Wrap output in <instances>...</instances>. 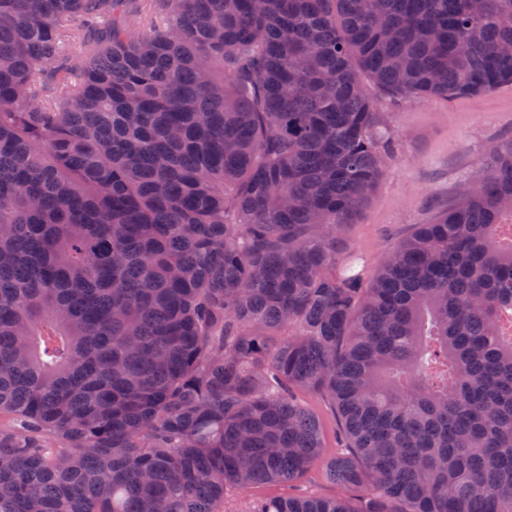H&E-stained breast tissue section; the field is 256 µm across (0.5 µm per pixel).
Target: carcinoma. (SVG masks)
<instances>
[{"label":"carcinoma","instance_id":"cac0c4a2","mask_svg":"<svg viewBox=\"0 0 512 512\" xmlns=\"http://www.w3.org/2000/svg\"><path fill=\"white\" fill-rule=\"evenodd\" d=\"M165 2L0 0V512H225L318 463L339 493L246 512H512V141L369 283L339 240L393 140L366 84L512 85V0ZM301 402L312 410L320 419L324 432V452L327 456L345 452L341 427L333 406L319 394L306 393L300 396Z\"/></svg>","mask_w":512,"mask_h":512}]
</instances>
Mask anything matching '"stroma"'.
<instances>
[{
	"instance_id": "stroma-1",
	"label": "stroma",
	"mask_w": 512,
	"mask_h": 512,
	"mask_svg": "<svg viewBox=\"0 0 512 512\" xmlns=\"http://www.w3.org/2000/svg\"><path fill=\"white\" fill-rule=\"evenodd\" d=\"M381 110L394 133L392 155L369 204L340 232L344 253L359 254L368 277L417 225L448 210L467 193L476 171L504 141L512 139V85L449 101L386 98ZM300 400L322 423L326 455L343 452L345 443L333 406L313 393L301 395ZM288 490L325 497L337 492L316 467L290 489L253 485L233 490L225 508L245 512L253 498Z\"/></svg>"
}]
</instances>
